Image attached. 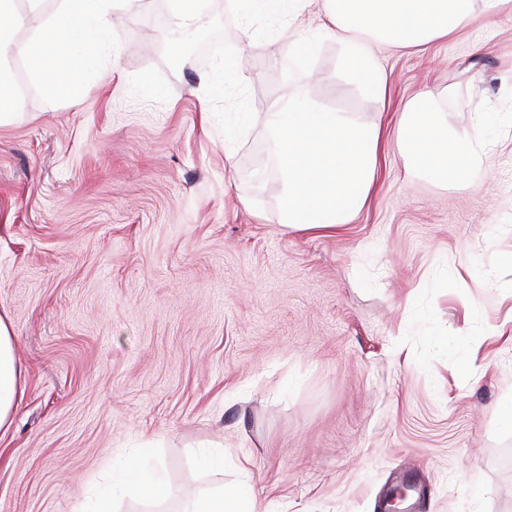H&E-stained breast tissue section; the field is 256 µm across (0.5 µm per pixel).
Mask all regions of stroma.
<instances>
[{
    "instance_id": "obj_1",
    "label": "stroma",
    "mask_w": 512,
    "mask_h": 512,
    "mask_svg": "<svg viewBox=\"0 0 512 512\" xmlns=\"http://www.w3.org/2000/svg\"><path fill=\"white\" fill-rule=\"evenodd\" d=\"M301 9L209 0L200 32L223 50L175 62L172 0H112L70 92L27 69L0 120V319L23 378L0 512H80L141 448L170 497L115 512L241 482L259 512H381L404 482L407 512H512V10L378 44L381 98L325 37L326 0ZM420 94L480 132L471 185L406 168L398 123ZM288 99L382 126L350 224L279 223L264 115ZM219 449L223 467L202 464Z\"/></svg>"
}]
</instances>
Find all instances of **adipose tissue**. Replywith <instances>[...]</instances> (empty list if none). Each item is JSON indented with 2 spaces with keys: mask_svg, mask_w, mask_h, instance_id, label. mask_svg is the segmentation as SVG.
I'll use <instances>...</instances> for the list:
<instances>
[{
  "mask_svg": "<svg viewBox=\"0 0 512 512\" xmlns=\"http://www.w3.org/2000/svg\"><path fill=\"white\" fill-rule=\"evenodd\" d=\"M111 2L27 0L29 13L40 15L42 24L18 51L34 63L49 93L68 91L77 69L94 67L100 21ZM328 2L333 16L329 36L343 41L349 67L381 93L386 76L374 62V40L414 47L447 36L465 21L473 0ZM266 122L281 175V224L292 230H331L350 223L364 207L374 181L379 125L311 104L268 113ZM399 143L410 170L470 185V172L479 163L478 141L449 131L427 97H418L402 112ZM22 392L14 338L0 320V428L8 425ZM117 492L163 499L171 490L159 467H145L136 459ZM114 493H101L95 512H112Z\"/></svg>",
  "mask_w": 512,
  "mask_h": 512,
  "instance_id": "1",
  "label": "adipose tissue"
}]
</instances>
